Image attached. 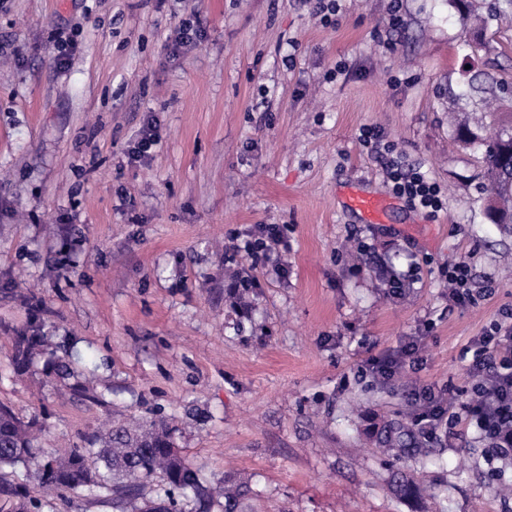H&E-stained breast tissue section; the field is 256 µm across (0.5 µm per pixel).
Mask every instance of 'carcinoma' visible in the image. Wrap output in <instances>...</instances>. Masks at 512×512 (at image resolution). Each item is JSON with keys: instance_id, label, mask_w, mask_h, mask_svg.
<instances>
[{"instance_id": "1", "label": "carcinoma", "mask_w": 512, "mask_h": 512, "mask_svg": "<svg viewBox=\"0 0 512 512\" xmlns=\"http://www.w3.org/2000/svg\"><path fill=\"white\" fill-rule=\"evenodd\" d=\"M487 116L484 112L473 121H459L454 140L464 149L483 151L486 215L512 233V123L491 124ZM38 355H47L55 366L68 369L66 357L48 348L47 337L35 326L16 331L15 371L28 372ZM35 426V421H26L0 405V472L35 460L47 490L58 496L84 489L94 497L112 500L117 512H212L216 506L220 512H250V483L226 478L218 490L204 484L181 454L176 428L165 419L118 421L108 432L90 437L64 457L37 451ZM373 437L378 447L396 460L409 449L421 447L419 433L402 419L382 420L374 427ZM391 491L400 500L419 501L425 489L412 475L397 469ZM0 500L9 505L0 512H43V500L1 478Z\"/></svg>"}]
</instances>
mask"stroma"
Here are the masks:
<instances>
[{"instance_id": "35a3bbf8", "label": "stroma", "mask_w": 512, "mask_h": 512, "mask_svg": "<svg viewBox=\"0 0 512 512\" xmlns=\"http://www.w3.org/2000/svg\"><path fill=\"white\" fill-rule=\"evenodd\" d=\"M495 4L340 0L323 21L307 0H0V404L55 454L165 418L204 479L250 481L256 512H512V460L488 461L474 428L440 425L403 460L436 488L418 503L362 435L411 417V381L466 401L465 353L512 308V233L448 122L483 112L471 80L512 88ZM191 17L205 39L171 51ZM149 120L159 142L130 161ZM366 125L440 184L438 217L392 194ZM357 193L384 200L381 222ZM260 224L284 240L255 263ZM461 260L487 291L463 307L443 275ZM32 323L81 358L91 397L42 358L15 375ZM411 341L418 363L367 371Z\"/></svg>"}]
</instances>
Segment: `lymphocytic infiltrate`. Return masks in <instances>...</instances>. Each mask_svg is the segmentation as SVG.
<instances>
[{
  "instance_id": "1",
  "label": "lymphocytic infiltrate",
  "mask_w": 512,
  "mask_h": 512,
  "mask_svg": "<svg viewBox=\"0 0 512 512\" xmlns=\"http://www.w3.org/2000/svg\"><path fill=\"white\" fill-rule=\"evenodd\" d=\"M359 140L382 157V169L393 194L412 209L430 214L443 208L440 186L420 166L392 159L391 146L377 127L362 128ZM474 379L471 394L458 410H450L442 395L427 386L408 385L413 422L419 430L433 432L446 414L473 426L495 450L512 452V311L503 312L480 336L468 362Z\"/></svg>"
}]
</instances>
